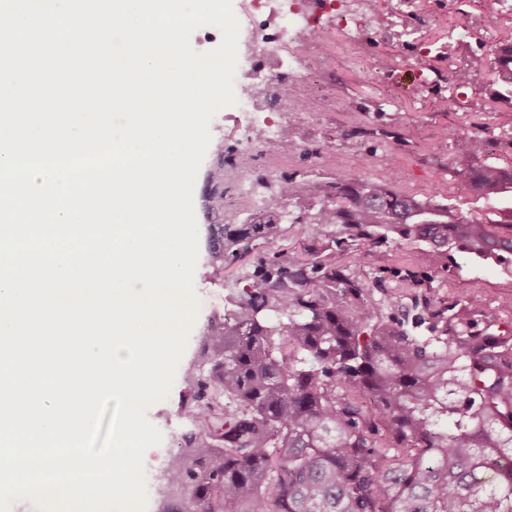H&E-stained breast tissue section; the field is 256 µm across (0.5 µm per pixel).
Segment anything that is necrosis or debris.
Segmentation results:
<instances>
[{"label":"necrosis or debris","mask_w":512,"mask_h":512,"mask_svg":"<svg viewBox=\"0 0 512 512\" xmlns=\"http://www.w3.org/2000/svg\"><path fill=\"white\" fill-rule=\"evenodd\" d=\"M241 24L235 81L244 89L238 121L245 145L274 146L293 140L290 116L311 109L303 87L326 31L322 18L363 19L370 0H252Z\"/></svg>","instance_id":"4bbe7bcc"}]
</instances>
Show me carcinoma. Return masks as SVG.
I'll return each instance as SVG.
<instances>
[{"label": "carcinoma", "mask_w": 512, "mask_h": 512, "mask_svg": "<svg viewBox=\"0 0 512 512\" xmlns=\"http://www.w3.org/2000/svg\"><path fill=\"white\" fill-rule=\"evenodd\" d=\"M418 61L458 89L490 71L512 146V39L446 76ZM448 166L484 220L343 175L314 203L292 178L262 218L209 225L206 274L252 263L183 374L193 428L154 485L162 512H512V317L473 296L394 301L385 276L350 270L358 252L402 243L422 267L455 249L512 256V159L461 137ZM285 199L304 209L300 258L270 252L288 236ZM390 272L419 285L412 267Z\"/></svg>", "instance_id": "carcinoma-1"}]
</instances>
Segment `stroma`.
Returning <instances> with one entry per match:
<instances>
[{
  "instance_id": "1",
  "label": "stroma",
  "mask_w": 512,
  "mask_h": 512,
  "mask_svg": "<svg viewBox=\"0 0 512 512\" xmlns=\"http://www.w3.org/2000/svg\"><path fill=\"white\" fill-rule=\"evenodd\" d=\"M397 0H373L372 11L382 14L384 27L372 20L328 22L330 32L325 57L315 75L321 103L300 126L296 148L276 155L254 150L250 160L224 164L219 148L239 147L236 107H225L223 127L212 128L211 144L198 173L194 196L202 198L211 187L210 176L223 167L224 197L236 199L235 176L256 171L308 181L320 186L342 174L391 180L397 191L422 195L434 193L437 201L454 203L463 211L480 212L481 201L448 168L456 138L467 136L483 152L501 138L495 113L489 110L488 75L459 91L448 83L434 86L413 68L414 58L424 52L443 53L442 70L464 65L473 55L487 54L500 39L512 36V11L500 0H410L408 16H401ZM452 96L454 111L440 109L439 101ZM338 166H330L329 157ZM237 201V219L248 218L250 205ZM241 265L225 268L221 276L195 280L200 303L184 362L197 355L199 339L213 324L223 322L230 305L226 284L236 279ZM425 289L440 298L477 295L492 316L512 315V261L483 260L453 252L434 268L422 269ZM183 384L175 382L167 399L153 403L149 420L163 433L153 447L155 457L149 482L160 469L189 425L178 414Z\"/></svg>"
}]
</instances>
